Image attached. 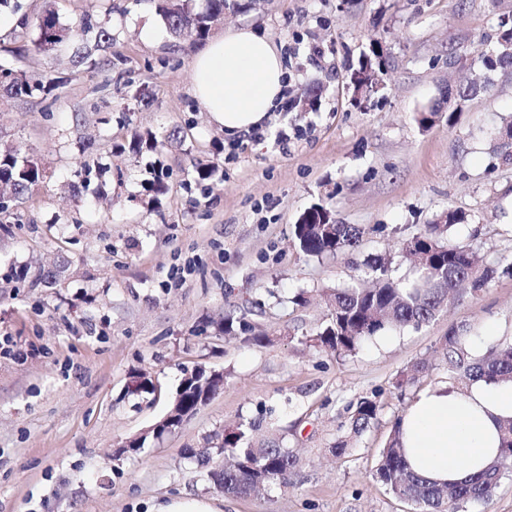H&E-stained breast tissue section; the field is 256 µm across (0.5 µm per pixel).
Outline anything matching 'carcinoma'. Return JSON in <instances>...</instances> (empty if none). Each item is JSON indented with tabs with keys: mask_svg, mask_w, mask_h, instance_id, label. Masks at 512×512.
<instances>
[{
	"mask_svg": "<svg viewBox=\"0 0 512 512\" xmlns=\"http://www.w3.org/2000/svg\"><path fill=\"white\" fill-rule=\"evenodd\" d=\"M228 6V0H206L199 8L196 0H158L156 10L167 31L174 37L195 42L205 38L211 23ZM112 32L107 22L91 16L83 17L75 27H64L59 15L49 9L39 21L33 43L45 53L71 51L77 67L95 70L110 63L98 57L95 51L112 46ZM59 87L53 79L30 82L14 69L0 64V90L10 96H41L48 98ZM178 132L162 136L152 135L147 141L134 139L133 150L141 144L157 150L176 140ZM43 179L39 166L23 156L22 147L12 145L0 151V182L10 186L17 202L27 199L32 186ZM464 220L457 211H448V220L424 225L423 229L403 246V251L415 257L412 276L395 279L384 262L369 265L373 285H357L327 289L321 298L329 308L330 317L313 334L301 336L298 342L330 350L338 355L352 354L369 339L388 327L418 329L431 321L455 302L457 290L467 284L470 291L485 288L497 270L482 268L474 260L470 245L463 242H442L451 227ZM366 227L338 224L331 211L322 204L309 207L294 225V236L300 251L308 258L338 257L358 246ZM224 333L241 339L246 344H260L262 336L252 334L245 317L224 316ZM440 347L448 364V371L468 381L483 380L496 383L512 382V344L491 346L484 355L473 356L467 348V330L451 329L443 337ZM429 371V363H413L398 387L415 385ZM178 394L189 405L200 404V392L193 372L184 375ZM379 406L371 399L357 402L349 419V434L359 437L377 418ZM254 422H241L224 433L217 445L224 464L208 471L213 484L229 496L248 495L273 483L288 484V476L301 463L299 456L284 448L280 440H259L252 437ZM512 471V418L501 425L499 456L484 470L461 484L439 486L413 472L405 460L401 443L400 421L381 449L376 468V480L395 497L413 507V512H459L465 503L489 500L501 478Z\"/></svg>",
	"mask_w": 512,
	"mask_h": 512,
	"instance_id": "obj_1",
	"label": "carcinoma"
}]
</instances>
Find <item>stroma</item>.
Instances as JSON below:
<instances>
[{"mask_svg":"<svg viewBox=\"0 0 512 512\" xmlns=\"http://www.w3.org/2000/svg\"><path fill=\"white\" fill-rule=\"evenodd\" d=\"M20 3L33 26L49 7L69 27L110 17L114 44L111 65L87 71L39 52L19 28L0 34V60L34 80L64 79L45 99L0 93V148L22 145L44 171L26 202L0 213V335L14 343L0 354V512H157L186 497L217 512H410L374 477L380 450L420 391L463 387L439 352L450 328L512 343V276L351 355L297 339L329 318L319 290L364 282L366 260L408 277L403 243L447 211L465 213L450 237L480 266L512 261V162L501 157L512 152L501 135L512 72L481 62L512 0H229L211 36L256 27L291 74L269 125L232 140L191 95L197 45L169 35L153 0ZM374 48L385 58L380 88L358 103L347 74ZM486 76L489 89L449 113L446 90ZM317 85V110L296 111ZM173 130L163 151L128 149L133 135ZM201 166L210 180L198 181ZM157 180L166 190L155 197ZM317 203L368 235L339 257H304L293 230ZM41 266L58 270L55 285L19 279ZM301 290L309 301L298 306ZM244 311L267 343L224 335V315ZM421 359L428 374L397 389ZM196 366L224 372L223 390L175 434L120 454ZM136 372L160 394H128ZM363 398L378 416L335 455ZM254 419L302 464L288 485L224 495L187 452Z\"/></svg>","mask_w":512,"mask_h":512,"instance_id":"1","label":"stroma"}]
</instances>
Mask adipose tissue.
<instances>
[{
  "instance_id": "obj_1",
  "label": "adipose tissue",
  "mask_w": 512,
  "mask_h": 512,
  "mask_svg": "<svg viewBox=\"0 0 512 512\" xmlns=\"http://www.w3.org/2000/svg\"><path fill=\"white\" fill-rule=\"evenodd\" d=\"M192 93L212 127L234 137L262 128L285 102L286 68L268 37L239 27L191 60ZM512 418V382L482 380L422 391L402 415L411 468L437 483L468 479L499 453L500 423Z\"/></svg>"
}]
</instances>
